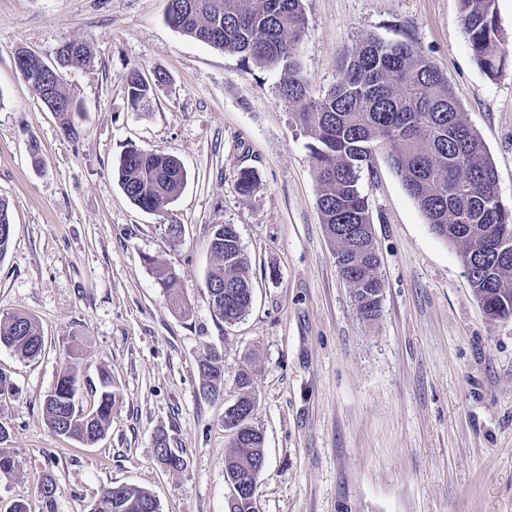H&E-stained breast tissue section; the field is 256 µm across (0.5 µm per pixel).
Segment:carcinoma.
<instances>
[{"label":"carcinoma","mask_w":512,"mask_h":512,"mask_svg":"<svg viewBox=\"0 0 512 512\" xmlns=\"http://www.w3.org/2000/svg\"><path fill=\"white\" fill-rule=\"evenodd\" d=\"M465 37L480 68L491 78L512 64V53L499 40L496 0H461ZM166 19L182 34L238 54L277 73L284 100L294 107L295 122L313 139L310 156L318 185L317 206L328 236L338 243L336 265L352 288L361 319L381 313L383 282L376 274L372 220L361 191L364 170L386 152L392 169L415 201L434 234L457 248L469 288L485 309L498 318H512V207L504 205L497 171L478 131L467 124L448 78L414 40L386 42L370 37L343 50L336 83L314 95L298 62L306 36L303 0H167ZM57 57L74 68L93 60L85 43H65ZM167 75L153 82L139 70L126 75L127 102L137 110L151 102ZM51 96L69 105L61 111L64 131L76 135L71 113L78 105L58 82ZM119 184L138 207L157 211L185 186L187 172L170 154L130 148L115 168ZM13 233L8 202L0 199V257ZM212 251L217 259L206 290L214 315L239 321L252 305L248 262L239 234L226 224L214 228ZM0 346L26 359L38 358L44 336L38 321L25 313L0 319ZM201 391L218 396L224 389V356L212 349L200 361ZM77 370L62 368L43 402V415L53 433L91 446L101 440L112 420L115 392L112 376L99 375L97 399L76 411ZM251 380L242 372L240 396L233 403L253 410ZM225 428L232 432L225 456L227 484L256 483L247 463L265 458L263 437L241 415ZM156 460L168 471H180L186 460L171 448L168 433H154ZM18 460L0 447V477L17 472ZM40 495L43 512H56L58 485L47 475ZM160 504L146 488L134 484L108 487L91 512H159Z\"/></svg>","instance_id":"cac0c4a2"}]
</instances>
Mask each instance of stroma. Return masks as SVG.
Wrapping results in <instances>:
<instances>
[{
    "label": "stroma",
    "mask_w": 512,
    "mask_h": 512,
    "mask_svg": "<svg viewBox=\"0 0 512 512\" xmlns=\"http://www.w3.org/2000/svg\"><path fill=\"white\" fill-rule=\"evenodd\" d=\"M167 0H0V198L13 236L0 257V318L35 317L33 360L0 346V425L19 468L0 478V512H41L44 475L57 512H89L115 484L150 490L161 512H225L224 410L252 379L250 419L264 437L256 512H512V318L488 319L457 250L435 236L385 155L362 174L384 284L381 315H358L317 207L311 137L278 76L196 41L165 19ZM298 50L312 93L331 86L345 47L413 39L448 76L512 206V68L489 78L474 60L460 0H304ZM94 61L65 71L80 109L75 135L14 65L19 50L53 61L65 42ZM168 75L149 106L126 101L125 75ZM40 147L32 162L31 143ZM172 154L188 179L155 212L114 175L128 148ZM256 173L241 193V169ZM182 224L180 245L166 226ZM235 225L254 297L228 326L208 303L215 225ZM172 269L178 295L155 269ZM224 355V391L200 393L199 362ZM75 364L91 404L98 371L118 394L95 445L58 436L42 411L58 371ZM168 432L185 467L163 470ZM154 454L156 460L168 471H180L186 465L182 453L171 448L170 438L164 429H158L153 439Z\"/></svg>",
    "instance_id": "35a3bbf8"
}]
</instances>
